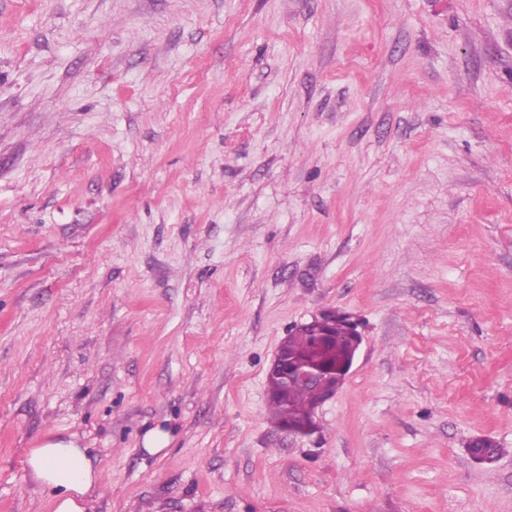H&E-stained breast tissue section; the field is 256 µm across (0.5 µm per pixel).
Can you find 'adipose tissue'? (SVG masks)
Masks as SVG:
<instances>
[{
  "label": "adipose tissue",
  "mask_w": 512,
  "mask_h": 512,
  "mask_svg": "<svg viewBox=\"0 0 512 512\" xmlns=\"http://www.w3.org/2000/svg\"><path fill=\"white\" fill-rule=\"evenodd\" d=\"M27 465L37 486L48 492L54 512H85L100 481L72 439L44 443L29 454Z\"/></svg>",
  "instance_id": "obj_1"
}]
</instances>
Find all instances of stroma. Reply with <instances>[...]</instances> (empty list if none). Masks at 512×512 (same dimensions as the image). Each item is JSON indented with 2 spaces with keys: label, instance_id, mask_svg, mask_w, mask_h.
Segmentation results:
<instances>
[{
  "label": "stroma",
  "instance_id": "1",
  "mask_svg": "<svg viewBox=\"0 0 512 512\" xmlns=\"http://www.w3.org/2000/svg\"><path fill=\"white\" fill-rule=\"evenodd\" d=\"M70 436L87 512H512V0H0V512ZM314 333L312 328L302 327L293 329L281 343L288 360H303L313 355ZM289 375L298 381H288L287 384L275 374L269 375L267 379L270 417L277 426L284 429L297 425L314 409L321 389L311 383L321 378L322 367L317 359L295 362L294 365L288 364Z\"/></svg>",
  "mask_w": 512,
  "mask_h": 512
}]
</instances>
